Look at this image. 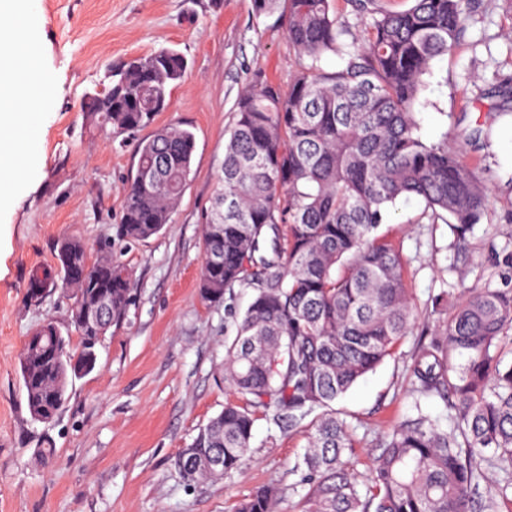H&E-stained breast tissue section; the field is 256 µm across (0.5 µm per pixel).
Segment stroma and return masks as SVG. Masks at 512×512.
Listing matches in <instances>:
<instances>
[{
	"instance_id": "obj_1",
	"label": "stroma",
	"mask_w": 512,
	"mask_h": 512,
	"mask_svg": "<svg viewBox=\"0 0 512 512\" xmlns=\"http://www.w3.org/2000/svg\"><path fill=\"white\" fill-rule=\"evenodd\" d=\"M38 10L36 47L50 84L26 106L37 162L23 194L0 184V512H234L261 486L278 489L281 512H301L303 428L257 418L250 461L220 481H187L177 465L231 396L223 380L224 344L236 334L229 311L244 309L252 291L234 289L227 305L201 300V214L220 187L234 104L250 73L262 70L285 87L298 67L281 21L254 18L250 0H38ZM162 47L184 53L188 70L156 124L194 132L192 172L172 224L122 254L131 299L99 346L95 369L73 380L54 421H33L20 376L24 341L45 319L66 327L67 302L55 290L31 301L29 282L56 265L62 237L92 249L111 234L137 145L149 135L113 129L81 101L103 89L109 66ZM506 78L512 0H474L460 45L435 61L415 112L429 142L489 129L486 144L463 146L491 186L489 200L463 251L446 224L422 220L414 198L398 201L379 228L407 261L417 319L397 355L336 402L355 441L350 467L358 480L411 413L413 355L438 337L462 287L505 285L492 271L512 252V106L488 90Z\"/></svg>"
}]
</instances>
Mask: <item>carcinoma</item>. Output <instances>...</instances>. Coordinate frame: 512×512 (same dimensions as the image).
I'll return each mask as SVG.
<instances>
[{"mask_svg":"<svg viewBox=\"0 0 512 512\" xmlns=\"http://www.w3.org/2000/svg\"><path fill=\"white\" fill-rule=\"evenodd\" d=\"M351 2L358 33L340 25L335 0H250L258 18L279 13L301 63L286 91L259 69L251 74L235 104L221 188L202 218L201 299L219 305L236 287L253 295L224 357L236 399L191 448L219 458L230 475L249 458L260 412L279 427L308 428L297 464L302 512H502L512 506V362L503 361L499 342L512 331V288L464 290L439 338L412 359V395L443 399L448 425L416 402V414L387 435L366 482L345 459L354 444L333 404L395 354L415 319L406 260L377 234L380 224L398 200L414 197L424 203L422 217L447 224L462 248L490 192L448 136L422 139L414 111L434 61L460 42L471 0H412L402 11ZM327 54L343 67L321 68ZM187 66L167 47L127 59L108 68L109 84L84 107L119 130H143L168 108ZM194 150V133L177 125L141 140L118 224L98 243L97 258L64 238L60 267L34 279L30 299L57 281L71 305L69 335L45 321L20 362L33 420L53 421L69 383L94 370L102 337L130 299L122 250L171 223ZM103 298L112 313L100 322L92 312ZM279 504L276 489L261 487L237 512H279Z\"/></svg>","mask_w":512,"mask_h":512,"instance_id":"obj_1","label":"carcinoma"}]
</instances>
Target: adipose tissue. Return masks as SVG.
I'll list each match as a JSON object with an SVG mask.
<instances>
[{
	"instance_id": "obj_1",
	"label": "adipose tissue",
	"mask_w": 512,
	"mask_h": 512,
	"mask_svg": "<svg viewBox=\"0 0 512 512\" xmlns=\"http://www.w3.org/2000/svg\"><path fill=\"white\" fill-rule=\"evenodd\" d=\"M40 27L34 0H0V178L12 181L17 193L28 166L16 163L6 146L23 119L28 73L36 60L32 35Z\"/></svg>"
}]
</instances>
